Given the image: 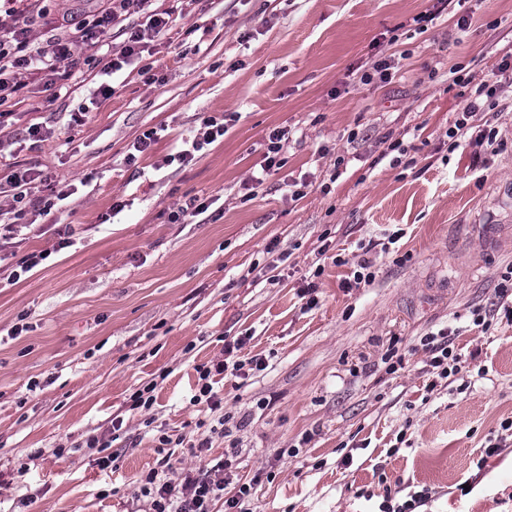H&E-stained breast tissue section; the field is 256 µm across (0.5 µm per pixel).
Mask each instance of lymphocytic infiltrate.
Masks as SVG:
<instances>
[{
	"instance_id": "1",
	"label": "lymphocytic infiltrate",
	"mask_w": 512,
	"mask_h": 512,
	"mask_svg": "<svg viewBox=\"0 0 512 512\" xmlns=\"http://www.w3.org/2000/svg\"><path fill=\"white\" fill-rule=\"evenodd\" d=\"M152 0H112L104 23H114L132 13L145 15L143 28L131 30L119 58L113 59L109 70H121L124 62L144 52L146 38L164 34L166 19L153 11ZM41 17L37 0H0V107L6 106L19 88L18 77L27 71H39L52 78H59L62 67L72 55L70 44L48 40L30 47L28 36ZM512 76V54L504 55L498 65L497 79L483 81L471 89L466 96L458 117L448 129V137L458 140L468 131V120L473 113L494 108L498 78ZM40 174L34 168L25 167L9 171L0 177V197L6 198L15 221L0 224V239L11 240L18 234L19 219L28 213L40 216L50 215L54 201L34 198L35 184ZM455 332L452 329L440 330L437 334L425 337L422 345L428 355V365L436 370L438 377L445 378L457 372L460 356L455 350ZM242 341L227 342L221 360L212 365H202L198 372V392L192 398L193 404L205 405L218 415L217 423L222 433L229 439L224 458L211 466H205L193 473H177L173 463L163 461L161 470L149 472L140 488L143 496L149 497V512H214L216 502H223L224 512H239V507L249 496L251 487L241 484L232 495H225L226 484L222 478L224 470L232 465L240 450L233 438L231 418L221 411L222 400L215 392V376L232 372L243 374L245 369L264 370L262 358L252 357L240 360L238 353Z\"/></svg>"
}]
</instances>
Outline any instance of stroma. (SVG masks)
Here are the masks:
<instances>
[{
    "mask_svg": "<svg viewBox=\"0 0 512 512\" xmlns=\"http://www.w3.org/2000/svg\"><path fill=\"white\" fill-rule=\"evenodd\" d=\"M433 3L154 0L167 31L109 76L108 56L65 21H94L107 0H45L31 40L70 42L68 91L23 75L0 119V159L47 175L38 197L61 183L72 194L0 245V275L45 255L0 282V512H147L138 492L167 454L164 433L184 438V470L223 459L220 434L195 449L212 415L189 400L197 367L238 338L240 359L267 363L215 386L240 424L224 479L251 485L244 512H380L388 495L422 496L417 512H512L500 427L512 419V323L493 312L512 265V80L473 118L494 144L448 139L462 105L449 70L495 72L512 53V0H452L419 30ZM382 49L392 82L355 80ZM204 114L228 116L223 139L169 163ZM35 124L44 140L29 138ZM276 128L289 133L285 164L252 188ZM149 130L152 152L133 156ZM389 141L401 150L386 152ZM195 197L208 211L174 222ZM366 256L374 281L345 288ZM318 267L309 309L299 291ZM477 308L489 330L474 325ZM447 327L464 363L437 381L420 340ZM391 347L402 357L392 373ZM151 380L152 409H131ZM91 437L109 449L86 447Z\"/></svg>",
    "mask_w": 512,
    "mask_h": 512,
    "instance_id": "obj_1",
    "label": "stroma"
}]
</instances>
